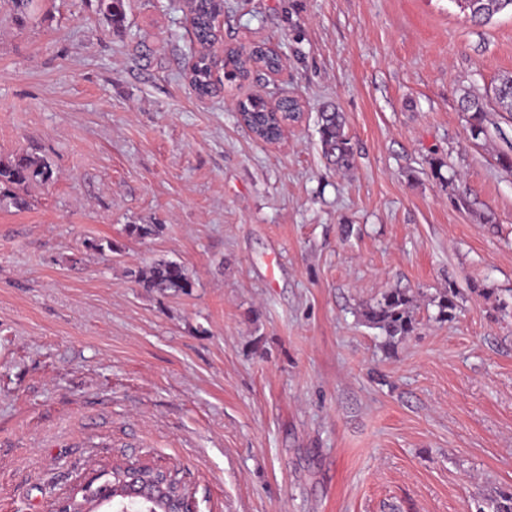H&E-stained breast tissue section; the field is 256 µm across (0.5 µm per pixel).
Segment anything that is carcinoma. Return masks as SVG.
<instances>
[{
	"instance_id": "carcinoma-1",
	"label": "carcinoma",
	"mask_w": 512,
	"mask_h": 512,
	"mask_svg": "<svg viewBox=\"0 0 512 512\" xmlns=\"http://www.w3.org/2000/svg\"><path fill=\"white\" fill-rule=\"evenodd\" d=\"M16 21L28 22L35 18L38 0H10ZM460 7L469 11L476 23L489 21L496 13L511 8L512 0H456ZM127 0H97V12L115 26H120L126 18ZM224 10V0H193V35L200 46L197 54L191 57L186 74L196 93L209 96L217 89L220 80L214 78L210 47L217 39L215 17ZM281 61L270 49L257 44L249 50L230 49L224 56V78L228 81L238 77L245 79L254 71H276ZM494 99L503 112H512V77L502 80L494 87ZM460 109L469 114L471 135L475 138L485 132L487 118L485 104L476 99L464 97ZM281 116L270 113L266 103L260 98L240 102L242 120L259 137L270 140L277 137L280 122L288 120L292 112L302 111L298 102L284 99L278 107ZM319 133L322 151L328 163L336 170L353 167L354 148L345 133L344 114L334 105H327L319 113ZM50 165L40 156L22 153L9 159H0V205H11L17 209L28 207L23 195L24 189L33 182L47 183L52 180ZM138 282L146 288L162 292L187 294L193 288L183 265L176 261H160L138 271ZM458 291L455 286L440 293L437 301V318L447 320L457 309ZM362 317L366 324L381 329L386 336H405L415 326L414 299L400 292L384 294L374 304L363 308Z\"/></svg>"
}]
</instances>
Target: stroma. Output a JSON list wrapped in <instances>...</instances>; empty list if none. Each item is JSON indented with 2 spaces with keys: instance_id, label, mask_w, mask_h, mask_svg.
<instances>
[{
  "instance_id": "stroma-1",
  "label": "stroma",
  "mask_w": 512,
  "mask_h": 512,
  "mask_svg": "<svg viewBox=\"0 0 512 512\" xmlns=\"http://www.w3.org/2000/svg\"><path fill=\"white\" fill-rule=\"evenodd\" d=\"M254 42L278 74L203 99L184 0H128L118 29L95 0H41L24 24L0 0V158L53 171L30 209L0 207V512H53L139 459L176 470L194 512H484L512 490V114L493 95L512 12L224 0L221 46ZM257 94L303 103L280 143L237 116ZM161 260L191 294L138 283ZM392 290L416 328L391 339L361 311ZM460 109L469 115L470 131L473 137H479L484 134V122L487 118V110L485 104L478 98L464 97L460 102ZM319 133L322 151L328 163L337 171L349 170L355 161L354 148L345 133L343 112L334 105H327L319 113Z\"/></svg>"
}]
</instances>
